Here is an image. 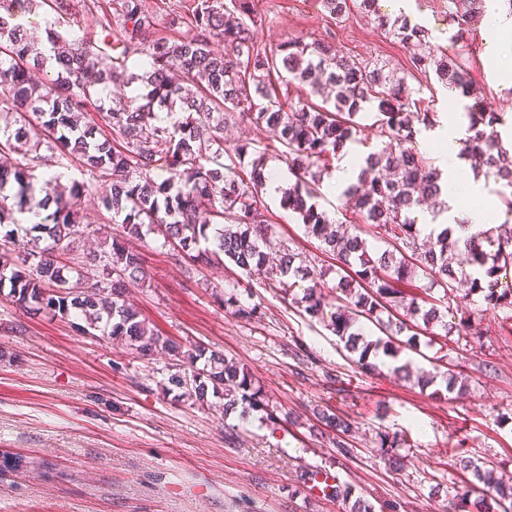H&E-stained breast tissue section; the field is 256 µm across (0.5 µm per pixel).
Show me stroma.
<instances>
[{"label": "stroma", "mask_w": 512, "mask_h": 512, "mask_svg": "<svg viewBox=\"0 0 512 512\" xmlns=\"http://www.w3.org/2000/svg\"><path fill=\"white\" fill-rule=\"evenodd\" d=\"M257 39L274 47L288 38H329L337 50L387 60L405 71L413 98L452 120L447 88L410 70V53L359 10L336 21L319 0H255ZM411 19L432 44L466 62L488 104L512 117V75L490 60L485 43L498 36L512 52V31L495 33L487 15L473 25L476 49L451 42L448 0H407ZM81 211L89 223L77 253L98 250L103 233L122 226L101 205L104 186L88 181ZM260 211L283 245L319 267L329 258L280 205L263 196ZM147 279L129 287L127 302L163 335L201 344L244 365L262 384L280 418L261 413L237 420L224 434L219 405L173 401L161 389L177 366L170 356L142 357L120 342L83 334L71 321L32 315L0 295V512H342L341 502L314 497L299 481L318 465L374 505L400 512H453L457 471L452 450L495 463L512 479V330L482 298L472 301L483 345L465 337L422 334L420 350L402 352L411 379L393 370L360 371L319 321L286 307L259 276L232 263L187 266L154 235L140 243ZM223 299H215L213 287ZM321 292L335 301L336 275ZM258 307L257 317L237 308ZM453 370L464 395L435 394L414 379ZM337 374L331 382L329 374ZM322 405L352 422L353 456H337L328 438L309 434L312 409ZM405 435L409 464L392 471L380 458L383 433Z\"/></svg>", "instance_id": "1"}]
</instances>
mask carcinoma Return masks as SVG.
<instances>
[{"instance_id": "1", "label": "carcinoma", "mask_w": 512, "mask_h": 512, "mask_svg": "<svg viewBox=\"0 0 512 512\" xmlns=\"http://www.w3.org/2000/svg\"><path fill=\"white\" fill-rule=\"evenodd\" d=\"M80 2L0 0V227H8L0 242V293L8 290L10 302L35 315L75 316L82 320L80 331L123 342L138 355L162 351L182 358V369L164 386L175 400L209 407L211 395L223 401L226 417L262 411L269 425H278L262 385L246 368L200 344L182 350L126 303L127 286L146 280L145 260L135 247L114 240L87 267L52 258L74 251L84 233L86 183L67 177L65 159L79 161L94 178L108 177L102 205L121 219L127 239L140 240L147 230L177 246L176 257L188 266L226 258L264 278L288 306L321 320L364 371L388 365L410 377L409 364L395 362L403 350L417 347L420 329L438 325L446 336L481 343L482 332L466 317L475 294L502 310L503 324L512 326V283L502 282L512 269V151L499 132L507 118L487 106L459 57L429 44L424 26L405 15L378 13V0H360L362 11L400 44L428 45L413 54V68L433 72L438 83L458 92L469 121L459 155L500 186L506 219L473 225L463 241L451 226L426 238L417 228L413 213L422 200L441 198L442 176L415 149V136L417 127L437 120L418 107L406 77L388 64L343 54L326 39L262 47L254 0L174 6L166 24L186 33L173 38L152 31L145 0H112L115 24L102 39L74 30ZM321 3L338 21L349 15L350 0ZM37 8L54 23H66L64 32L50 26L46 40L33 36L22 19ZM481 9L482 0H449L451 40L470 46L471 20ZM216 41L224 42V52L211 49ZM36 70L52 77L38 82ZM274 75L297 84L296 100L281 99ZM115 86H133L135 95L108 107ZM89 105L97 107L104 127L83 122ZM369 114L380 128L381 147L363 157L342 208L389 241L391 249L383 251L370 250L357 231L340 229L316 204L333 161L357 141ZM236 123L265 131L282 146L291 184L280 204L336 260L342 304L326 305L318 293L325 271L278 242L259 220L258 203L271 176L269 146L228 144L224 128ZM20 239L28 249L15 256L10 245ZM420 272L450 292L448 300L461 308L458 321H444L437 304L407 290ZM460 275L469 283L463 295L455 293ZM404 333L409 337L397 344L395 337ZM313 416L334 434L336 453L351 454L350 422L322 407ZM407 444L402 434L381 438V447L394 449L388 461L397 470L406 462L395 449ZM455 464L471 480L455 489L454 499L471 501L476 512H512V485L493 479L494 468L461 452ZM300 478L306 489L348 502L349 512H376L338 479L328 483L330 474L320 466L306 468Z\"/></svg>"}]
</instances>
